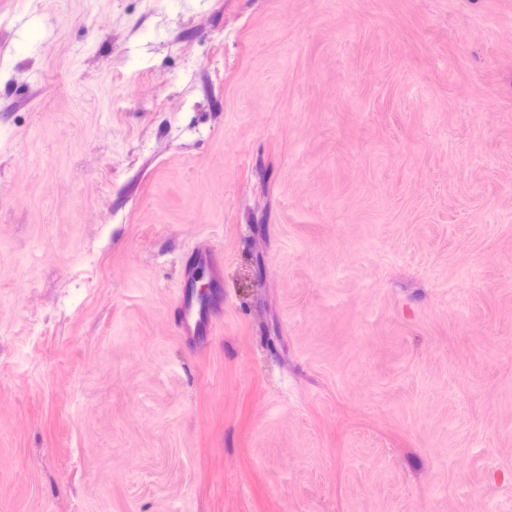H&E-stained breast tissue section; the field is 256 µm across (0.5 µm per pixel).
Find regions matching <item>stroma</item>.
Listing matches in <instances>:
<instances>
[{
    "label": "stroma",
    "mask_w": 512,
    "mask_h": 512,
    "mask_svg": "<svg viewBox=\"0 0 512 512\" xmlns=\"http://www.w3.org/2000/svg\"><path fill=\"white\" fill-rule=\"evenodd\" d=\"M0 512H512V0H0ZM207 314L196 309L192 297H183L178 307V321L182 333L187 336H195L204 324Z\"/></svg>",
    "instance_id": "obj_1"
}]
</instances>
